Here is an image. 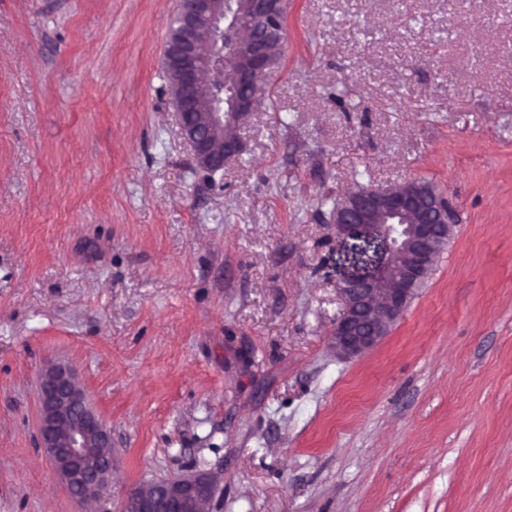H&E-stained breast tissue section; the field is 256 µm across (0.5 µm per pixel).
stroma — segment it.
Listing matches in <instances>:
<instances>
[{"mask_svg": "<svg viewBox=\"0 0 512 512\" xmlns=\"http://www.w3.org/2000/svg\"><path fill=\"white\" fill-rule=\"evenodd\" d=\"M177 0H0V512H81L37 440L70 363L112 433L93 512L197 473L209 512H512V0H288L274 106L195 166ZM458 214L371 351L330 346L357 186Z\"/></svg>", "mask_w": 512, "mask_h": 512, "instance_id": "1", "label": "stroma"}]
</instances>
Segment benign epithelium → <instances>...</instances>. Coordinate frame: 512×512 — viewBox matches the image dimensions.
<instances>
[{
    "label": "benign epithelium",
    "instance_id": "obj_1",
    "mask_svg": "<svg viewBox=\"0 0 512 512\" xmlns=\"http://www.w3.org/2000/svg\"><path fill=\"white\" fill-rule=\"evenodd\" d=\"M287 0H249V35L241 44L236 81L242 93L227 108L203 107V78L211 66L207 45L224 24V0H180L176 23L164 50L163 69L173 75L171 104L180 134L197 167L214 174L243 151L240 128L258 109L251 94L271 65L270 44L283 41ZM457 215L433 187L409 181L405 187H362L336 210V236L375 248L374 265L344 277L337 286L343 309L331 347L343 357L372 350L402 317L417 288L428 278L437 244L449 238ZM37 433L55 472L78 502L96 501L112 475V436L66 363L41 369ZM213 485L203 473L154 484L152 493L134 489L125 512H196L211 502Z\"/></svg>",
    "mask_w": 512,
    "mask_h": 512
}]
</instances>
